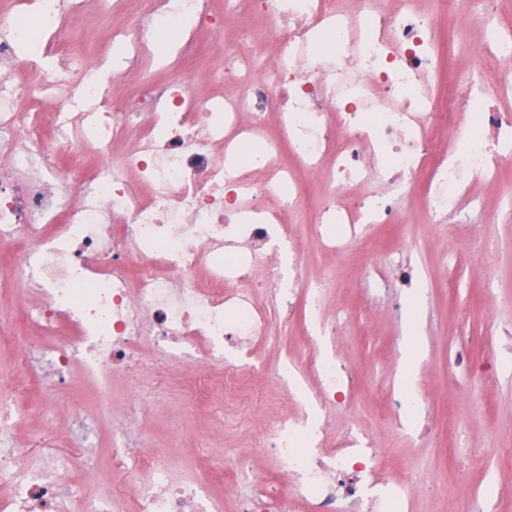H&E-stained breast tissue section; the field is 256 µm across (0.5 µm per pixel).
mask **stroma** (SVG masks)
Listing matches in <instances>:
<instances>
[{
	"label": "stroma",
	"instance_id": "35a3bbf8",
	"mask_svg": "<svg viewBox=\"0 0 512 512\" xmlns=\"http://www.w3.org/2000/svg\"><path fill=\"white\" fill-rule=\"evenodd\" d=\"M511 190L512 165H508L500 173L499 187L477 188L471 208L444 224L432 223L418 193L410 192L403 202V214L405 222L414 227L413 239L398 253L387 236H378L375 264L387 286L376 291L369 288L364 272L344 270L333 257L319 256L315 243L308 241L306 226L321 191L308 196L295 215L298 237L307 243L308 281L321 282L327 296L339 297L351 314L335 346L347 368L360 372L363 387L349 413L337 417V429H344L349 419L360 420L403 467L429 461L435 454L430 438L395 437L391 418L381 410L382 403L389 401L392 392L402 391L407 381L417 398L427 402L432 425L448 428L456 418L465 421L453 462L456 481H449L443 473L430 479L412 512H446L448 496L459 491L490 495L493 512H512V458L497 452L512 434V346L502 335L505 327L512 326V216L504 215L501 199L502 193ZM460 233L467 240L462 253L451 246ZM404 261L416 263L430 290L417 324L418 361L411 367L404 359L406 327L397 317L398 309L406 305L407 293L392 283L396 266ZM491 266L497 272L492 282L487 279ZM32 302L14 264L0 261V308L9 312L8 318L0 320V336L15 335L23 326L19 315L10 313V306ZM312 334L303 309H296L292 318L275 320L272 339L258 361H246L241 370L242 383L251 389L274 391L291 407L305 406L314 389L304 364L306 341ZM463 334L472 341L467 368L454 363ZM272 367L280 370L285 385L275 386L268 375ZM43 376L38 367H23L11 347H0V382L22 378L31 391L19 420L22 454H30L29 443L36 438L42 454L96 456L99 470L74 476L76 497L96 495L105 485L132 496L130 475L139 463L128 458L112 424L98 422L93 449L73 435V410L90 406L95 395L92 384L76 369L57 385H45ZM447 390L456 395L454 406L441 400ZM138 428L152 437L156 447L173 449L176 475L202 476L215 494L223 496L224 512H233L232 466L205 460L199 450L226 448L234 456L246 451L252 441L244 427L225 426L223 416L192 406L183 412L179 427H172L162 411L153 410L139 416Z\"/></svg>",
	"mask_w": 512,
	"mask_h": 512
}]
</instances>
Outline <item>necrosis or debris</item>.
<instances>
[{
  "label": "necrosis or debris",
  "mask_w": 512,
  "mask_h": 512,
  "mask_svg": "<svg viewBox=\"0 0 512 512\" xmlns=\"http://www.w3.org/2000/svg\"><path fill=\"white\" fill-rule=\"evenodd\" d=\"M375 2L224 0L219 10L214 0H179L182 38L162 61L147 21L169 0H115L141 26L99 29L89 59L73 36L76 0L0 9V251L17 255L38 328L6 342L54 381L79 364L100 418L114 414V380L138 379L119 434L145 461L133 504L117 494L76 500L72 473L91 459L27 464L15 401L1 397L0 484L9 496L0 512H224L207 483L175 477L170 456L134 430L180 383L207 409L238 404L255 426V448L277 463L269 472L235 460V512H409L429 470L397 475L357 423L337 445L327 441L357 386L337 355L315 359L309 407L289 415L271 417V396L239 379L240 361L268 341L273 318L300 298L325 305L323 286L305 284L304 247L288 221L311 183L325 194L312 236L344 256L361 242L370 259L372 228L408 240L400 211L411 189L421 188L424 209L442 224L473 204V184L495 183L512 164V113L498 106L512 94V31L501 30L490 0H472L475 71L438 93L446 38L434 19L413 0L387 12ZM230 10L244 29L252 16L266 19V73L257 76V50L241 37L224 55L217 91L197 97L183 75L218 43ZM319 30L338 53L317 51ZM116 53L170 77L108 95ZM48 96L56 111L42 110ZM247 143L260 150L238 162ZM374 182L383 192L349 205L353 187ZM259 290L266 305L254 301ZM143 347L152 362L135 360Z\"/></svg>",
  "instance_id": "obj_1"
}]
</instances>
